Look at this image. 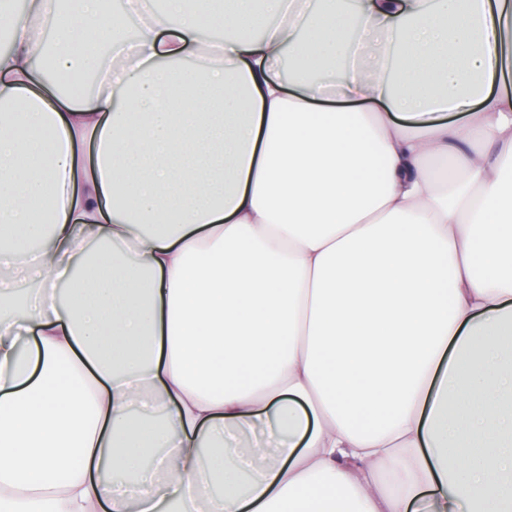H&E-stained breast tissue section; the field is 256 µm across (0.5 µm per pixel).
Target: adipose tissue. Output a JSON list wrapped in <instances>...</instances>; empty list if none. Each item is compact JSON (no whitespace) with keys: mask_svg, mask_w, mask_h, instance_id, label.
Here are the masks:
<instances>
[{"mask_svg":"<svg viewBox=\"0 0 512 512\" xmlns=\"http://www.w3.org/2000/svg\"><path fill=\"white\" fill-rule=\"evenodd\" d=\"M285 1L0 0V512H512V0Z\"/></svg>","mask_w":512,"mask_h":512,"instance_id":"obj_1","label":"adipose tissue"}]
</instances>
